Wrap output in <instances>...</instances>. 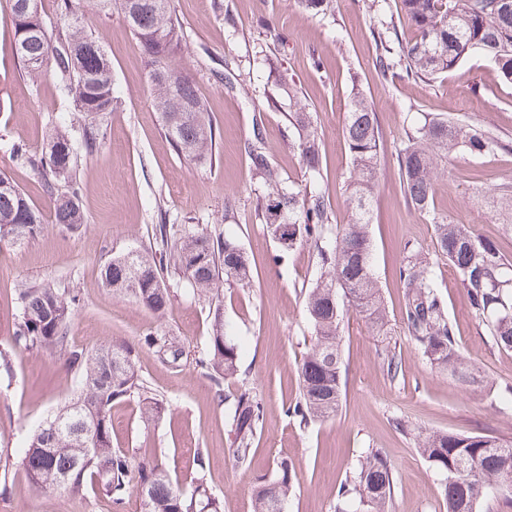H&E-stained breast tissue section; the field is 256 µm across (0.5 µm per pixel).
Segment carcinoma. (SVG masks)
<instances>
[{
	"instance_id": "cac0c4a2",
	"label": "carcinoma",
	"mask_w": 512,
	"mask_h": 512,
	"mask_svg": "<svg viewBox=\"0 0 512 512\" xmlns=\"http://www.w3.org/2000/svg\"><path fill=\"white\" fill-rule=\"evenodd\" d=\"M32 0H7L14 25V50L32 81L46 71L55 76L73 110L87 121L82 146L92 152L99 140L97 116L117 109L112 67L98 38L74 22L65 29L47 26ZM136 18L126 22L140 43L165 135L186 159L212 157L215 132L194 76L178 64L181 25L169 0H94L99 10L124 4ZM306 13L331 15L335 0H297ZM396 13L409 30L398 36L393 21L378 19L370 27L376 45V68L407 81L434 80L463 61L459 43L480 50L503 79L512 83V0H395ZM299 126L298 149L306 183H288L269 160L261 123L254 126L249 147L256 198L267 232L280 246L298 243L316 251L321 274L305 301L312 344L299 365V394L289 407L303 426L326 420L338 411L343 390L340 328L345 306L353 307L369 328L387 340L386 372L399 376L401 366L391 349L392 327L376 276L368 231L376 192L381 141L376 110L360 91L353 93L343 121V136L352 170L346 191L352 221L332 229V204L321 184V136L301 99L288 96ZM71 121L58 118L48 148L37 156L25 145L12 148L16 161L49 176L46 192L53 200L56 223L69 231L85 223L78 203V148ZM509 142L461 120L425 116L412 122L397 151L398 174L406 202L431 216L437 241L433 254L409 249L399 268L403 288L402 324L422 357L462 386L477 383L475 369L463 358L454 326L437 290L440 266L458 277L478 322L491 342L512 351V259L472 225L454 223L432 212L438 160L458 150L482 156L505 150ZM46 229L43 214L4 173H0V244H25ZM105 287L123 293L157 315H164L177 295L204 301L213 322L206 347L194 358L195 368L215 386L218 403L228 409L233 455L250 457L263 428V408L256 392L241 385L224 393V382L237 376L241 347L224 324L223 287L247 288L251 262L238 240L215 229L153 225L152 244L110 261L101 273ZM73 293L48 284L17 292L18 319L13 343L21 350L48 351L63 359L79 377V392L51 412L21 449V463L31 490L50 488L49 478L66 479L62 491L81 500L92 498L107 512H123L130 497L140 512H224V501L208 486L203 451L193 455L192 489L172 478L166 459H139L132 448L112 444V407L138 401L142 422L156 424L167 402L145 384L137 366L138 350L158 354L173 368L187 364L189 350L178 336L149 332L133 342L106 341L91 350L69 343ZM418 451L442 477L446 512H483L489 501L512 507V443L490 434L420 433ZM394 474L387 459L370 449L360 456L339 489L336 512H390ZM293 490L291 469L281 460L254 493V512H272L275 499L287 501Z\"/></svg>"
}]
</instances>
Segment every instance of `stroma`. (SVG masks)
Masks as SVG:
<instances>
[{
  "label": "stroma",
  "mask_w": 512,
  "mask_h": 512,
  "mask_svg": "<svg viewBox=\"0 0 512 512\" xmlns=\"http://www.w3.org/2000/svg\"><path fill=\"white\" fill-rule=\"evenodd\" d=\"M372 0H336V12L312 17L296 0H224L235 26L215 16L210 0H170L182 26L184 67L192 72L217 136L211 162L178 155L151 105L150 80L138 41L120 10L103 14L75 0L82 26L102 41L112 65L120 107L101 120L96 149L80 153L78 188L85 224L62 232L50 207L45 180L11 154L15 143L41 152L53 122L72 105L52 74L31 82L14 53V26L0 0V170L42 211L46 230L29 243L0 250V448L26 443L38 424L74 395L78 379L58 356L16 349L19 288L43 282L78 296L68 331L72 345L86 350L103 341H134L160 329L182 337L191 350L204 348L210 332L208 307L175 298L158 316L131 297L104 288L102 269L113 257L149 245L158 211L170 224L216 226L234 236L253 265L250 288L224 291V320L240 340V378L262 398L264 424L251 460L236 462L224 408L213 383L184 366L174 369L152 351L138 353L142 377L168 402L158 424L145 425L136 402L112 410L114 446L135 448L143 458L185 462L197 449L208 453V480L224 497V512H252L259 478L274 461L293 467V493L286 512H335L338 490L349 468L370 448L390 461L394 473L392 512H445L441 478L417 452L404 426L461 435L489 433L512 441V351L499 349L478 327L454 272L442 269L443 295L461 352L482 376L466 388L440 373L404 334H397L401 364L397 379L383 369L384 345L354 312L342 324L345 387L342 406L330 420L306 428L288 412L299 392L298 364L311 345L305 291L321 269L312 247L281 249L255 212L256 196L248 145L261 123L270 161L289 183L304 185L298 132L288 96L273 66L286 68L299 97L323 135L322 183L333 203L334 221L351 213L343 185L351 170L342 124L353 86H360L377 112L384 152L369 226L375 270L388 316L401 322L398 268L405 247L437 248L429 216L408 206L400 190L397 150L420 116H454L491 128L512 142V83L479 53L433 81L383 78L375 68L369 25ZM233 69L241 85L231 94L224 73ZM512 181V151L473 156L459 151L443 162L435 181L437 214L471 224L512 259V234L478 191ZM9 492L0 512H99L53 489L30 490L20 458H12Z\"/></svg>",
  "instance_id": "stroma-1"
}]
</instances>
